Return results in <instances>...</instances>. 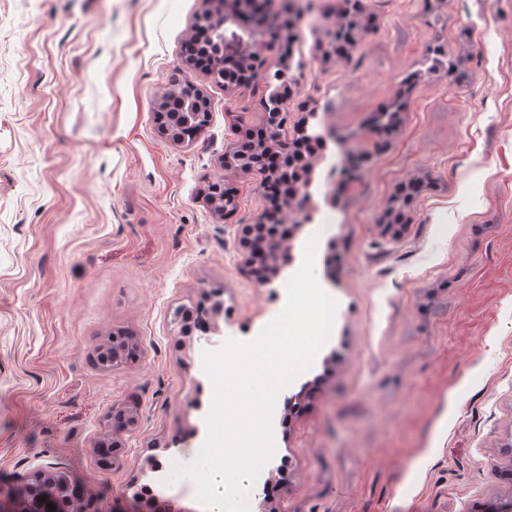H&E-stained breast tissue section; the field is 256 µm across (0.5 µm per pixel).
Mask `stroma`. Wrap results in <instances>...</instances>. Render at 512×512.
<instances>
[{
  "label": "stroma",
  "mask_w": 512,
  "mask_h": 512,
  "mask_svg": "<svg viewBox=\"0 0 512 512\" xmlns=\"http://www.w3.org/2000/svg\"><path fill=\"white\" fill-rule=\"evenodd\" d=\"M283 139L318 112L364 157L334 195L316 276L336 301L313 367L279 394L266 471L278 512H487L512 503V0H361L334 50L342 0H310ZM202 0H0V496L54 466L94 512H144L149 457L187 462L207 436L205 338L178 307L221 291L224 338L250 340L282 310L287 279L259 287L239 230L267 212L256 175L224 170L229 113L261 126L263 85L225 89L188 66ZM443 45L452 71L428 73ZM212 113L192 144L157 130L172 74ZM415 80L402 91L407 74ZM406 105L388 137L372 113ZM224 180L228 217L199 190ZM425 191L403 204L400 187ZM406 220L386 229L384 211ZM123 327L135 361L97 363ZM141 422L124 465H103L114 407ZM219 180L215 182H208L202 189L205 196L212 195L213 190L216 187V183H218ZM223 197L227 199L226 206L228 208V211L230 214L234 213L237 209V198L236 195L232 192H227L223 189ZM222 196L218 195H212L211 197L204 198L207 205L210 207L211 210H213L217 214H223L224 215V198Z\"/></svg>",
  "instance_id": "35a3bbf8"
}]
</instances>
